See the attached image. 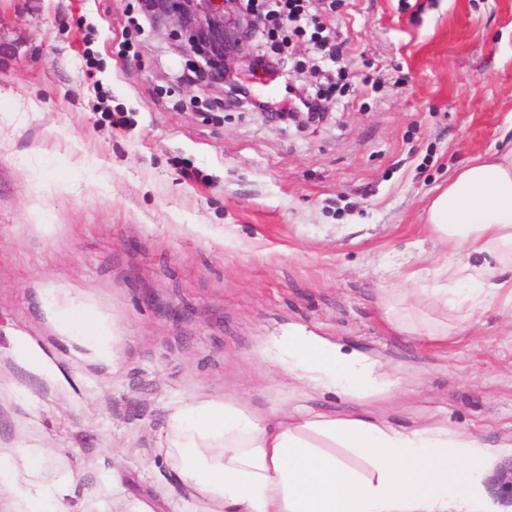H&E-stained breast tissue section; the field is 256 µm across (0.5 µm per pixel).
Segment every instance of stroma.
Instances as JSON below:
<instances>
[{
	"label": "stroma",
	"instance_id": "stroma-1",
	"mask_svg": "<svg viewBox=\"0 0 512 512\" xmlns=\"http://www.w3.org/2000/svg\"><path fill=\"white\" fill-rule=\"evenodd\" d=\"M343 52L255 40L293 86L331 84L302 130L191 81L175 20L142 0H0V448L75 477L73 512H174L158 452L172 405L236 397L293 413L259 349L302 328L386 361L397 387L315 396L339 415L512 432L501 305L438 346L388 332L383 289L438 287L424 206L469 159L512 150V0H318ZM104 319L118 363L50 309ZM26 339L47 381L12 356Z\"/></svg>",
	"mask_w": 512,
	"mask_h": 512
}]
</instances>
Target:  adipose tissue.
<instances>
[{
    "label": "adipose tissue",
    "instance_id": "obj_1",
    "mask_svg": "<svg viewBox=\"0 0 512 512\" xmlns=\"http://www.w3.org/2000/svg\"><path fill=\"white\" fill-rule=\"evenodd\" d=\"M448 285L422 300L384 290L388 330L444 344L474 313L512 302V152L460 167L427 207ZM299 383L291 415L248 402L199 401L171 408L161 450L192 493L176 512H494L484 470L512 452V433L495 443L447 425L406 427L367 415L308 407L311 392L366 395L392 387L383 362L323 337L293 333L264 350ZM42 452L0 448V488L12 512H71L72 477L44 483Z\"/></svg>",
    "mask_w": 512,
    "mask_h": 512
}]
</instances>
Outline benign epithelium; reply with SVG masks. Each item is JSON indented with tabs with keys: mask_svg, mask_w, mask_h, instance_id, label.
<instances>
[{
	"mask_svg": "<svg viewBox=\"0 0 512 512\" xmlns=\"http://www.w3.org/2000/svg\"><path fill=\"white\" fill-rule=\"evenodd\" d=\"M175 3L178 21L189 33L186 50L199 57L197 77L236 89L235 70L248 58L247 38L258 26L257 16L241 21L237 0H144V7L148 14L164 18ZM489 482L498 498L512 505V456L497 465Z\"/></svg>",
	"mask_w": 512,
	"mask_h": 512,
	"instance_id": "7a95c632",
	"label": "benign epithelium"
}]
</instances>
